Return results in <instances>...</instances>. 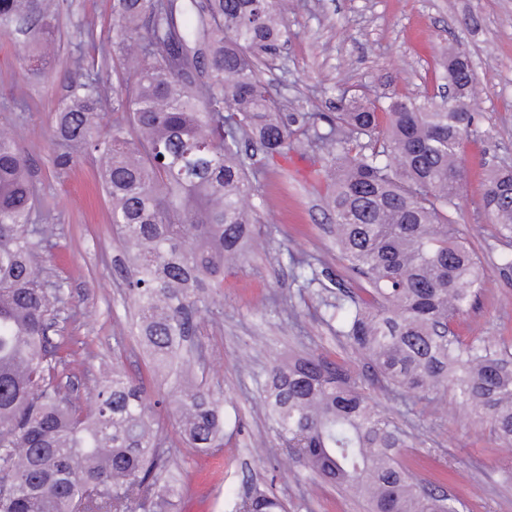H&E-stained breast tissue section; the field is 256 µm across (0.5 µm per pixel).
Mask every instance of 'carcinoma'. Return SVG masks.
I'll use <instances>...</instances> for the list:
<instances>
[{
    "label": "carcinoma",
    "mask_w": 512,
    "mask_h": 512,
    "mask_svg": "<svg viewBox=\"0 0 512 512\" xmlns=\"http://www.w3.org/2000/svg\"><path fill=\"white\" fill-rule=\"evenodd\" d=\"M58 0H0V35L27 23L21 69L40 76L54 55ZM112 122L95 59L75 57L56 110L54 163L81 154L100 164L112 231L125 249L138 342L164 374L168 399L112 358L94 410L63 383L72 338L62 335V285L50 280V225L15 130L0 127V512H177L182 484L169 468L156 406L172 411L185 443L224 448V408L193 379L202 345L192 310H207L224 272L253 248L258 169L253 145L281 155L299 137L328 151L326 206L336 251L359 288L325 303L376 380L412 398L449 390L512 443V336H463L461 316L484 283L481 259L456 214L461 147L481 132L472 113L477 79L448 57L451 101L392 98L377 112L341 96L317 127L286 113L262 77L288 42L286 0H113ZM483 208L512 239V169L484 178ZM283 454L309 475L364 500L371 512H460L400 458L414 447L367 393L365 376L309 355L273 364L261 397ZM256 490L231 512H285Z\"/></svg>",
    "instance_id": "1"
}]
</instances>
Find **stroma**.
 I'll return each instance as SVG.
<instances>
[{
	"label": "stroma",
	"mask_w": 512,
	"mask_h": 512,
	"mask_svg": "<svg viewBox=\"0 0 512 512\" xmlns=\"http://www.w3.org/2000/svg\"><path fill=\"white\" fill-rule=\"evenodd\" d=\"M60 2L57 63L48 75L22 73L21 40L0 37V125L16 126L40 211L56 226L46 266L63 282L66 333L75 339L66 377L91 397L120 341L127 349L125 369L142 373L156 400L163 388L137 345L129 272L112 233L97 160L79 156L67 171L53 164L52 125L75 69L79 21L96 16L98 34L107 38L112 0ZM287 19L288 44L263 78L289 105L318 115L322 130L340 93L431 96L443 82L445 51L459 47L469 54L478 84L474 115L483 137L463 146L466 187L458 224L483 262L485 279L463 326L491 341L512 335V269L503 266L512 240L498 236L481 206L487 165L512 167V0H293ZM323 162L312 142L291 148L284 158H259V244L225 273L216 313L195 316L206 343L196 372L223 399L228 424L223 452L205 455L185 445L167 411L159 413L171 463L183 474L186 512H227L230 499L257 487L272 491L290 512H366L363 501L315 483L300 465L288 463L260 403L275 358L314 353L369 370L338 336L323 306L338 293L335 281L352 278L336 255L325 208L331 180ZM301 259L312 263L314 283L301 277ZM370 394L415 437L416 447L403 449L402 457L419 477L459 497L464 512H512V479L505 477L512 446L497 440L488 422L456 408L448 393L411 399L377 382Z\"/></svg>",
	"instance_id": "stroma-1"
}]
</instances>
